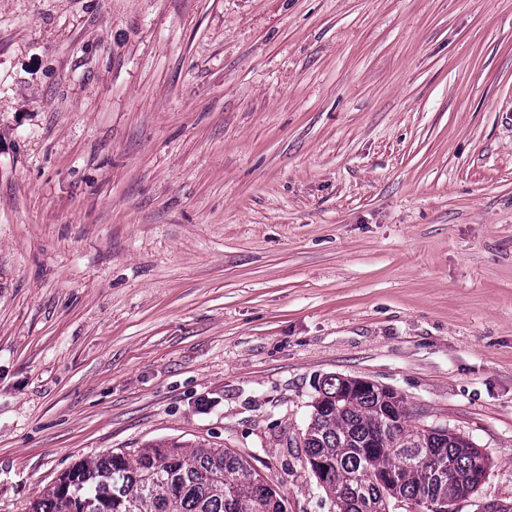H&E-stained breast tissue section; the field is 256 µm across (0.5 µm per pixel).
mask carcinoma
<instances>
[{
    "label": "carcinoma",
    "mask_w": 512,
    "mask_h": 512,
    "mask_svg": "<svg viewBox=\"0 0 512 512\" xmlns=\"http://www.w3.org/2000/svg\"><path fill=\"white\" fill-rule=\"evenodd\" d=\"M304 432L305 459L338 512H395L476 491L475 448L449 430L408 423L403 396L352 389L339 376L316 388ZM457 474L448 482V466ZM29 512H287L241 455L177 441L132 456L81 460L30 504Z\"/></svg>",
    "instance_id": "cac0c4a2"
}]
</instances>
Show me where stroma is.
I'll return each mask as SVG.
<instances>
[{"label":"stroma","instance_id":"1","mask_svg":"<svg viewBox=\"0 0 512 512\" xmlns=\"http://www.w3.org/2000/svg\"><path fill=\"white\" fill-rule=\"evenodd\" d=\"M331 375L512 507V0H0V512L159 441L336 512Z\"/></svg>","mask_w":512,"mask_h":512}]
</instances>
